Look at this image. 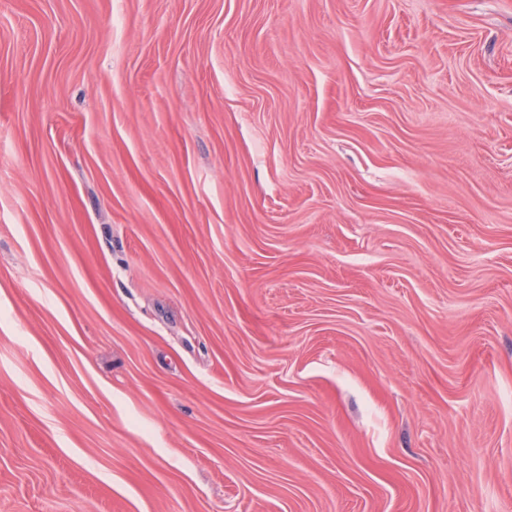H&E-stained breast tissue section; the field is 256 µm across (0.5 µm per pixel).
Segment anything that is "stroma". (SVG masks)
Returning <instances> with one entry per match:
<instances>
[{"label":"stroma","mask_w":512,"mask_h":512,"mask_svg":"<svg viewBox=\"0 0 512 512\" xmlns=\"http://www.w3.org/2000/svg\"><path fill=\"white\" fill-rule=\"evenodd\" d=\"M0 512H512V0H0Z\"/></svg>","instance_id":"1"}]
</instances>
